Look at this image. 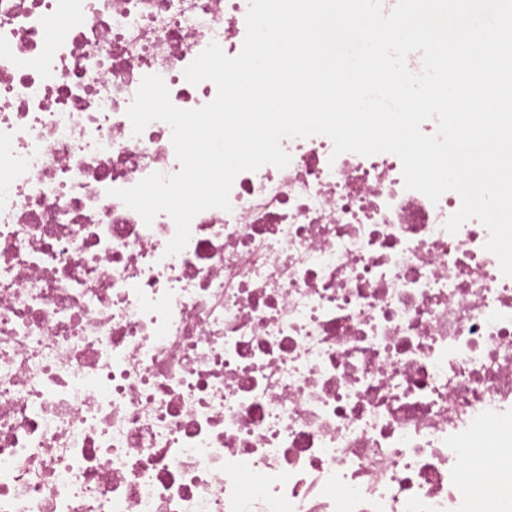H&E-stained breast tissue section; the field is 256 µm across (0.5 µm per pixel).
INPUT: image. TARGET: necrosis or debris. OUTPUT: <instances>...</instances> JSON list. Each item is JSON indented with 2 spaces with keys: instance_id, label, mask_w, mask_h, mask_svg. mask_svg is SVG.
I'll return each instance as SVG.
<instances>
[{
  "instance_id": "1",
  "label": "necrosis or debris",
  "mask_w": 512,
  "mask_h": 512,
  "mask_svg": "<svg viewBox=\"0 0 512 512\" xmlns=\"http://www.w3.org/2000/svg\"><path fill=\"white\" fill-rule=\"evenodd\" d=\"M249 0H0V512H507L512 277L391 153L281 145L186 248L110 196L180 164L142 78Z\"/></svg>"
}]
</instances>
